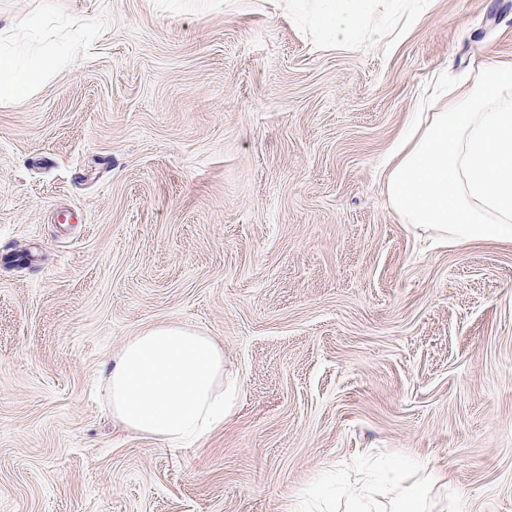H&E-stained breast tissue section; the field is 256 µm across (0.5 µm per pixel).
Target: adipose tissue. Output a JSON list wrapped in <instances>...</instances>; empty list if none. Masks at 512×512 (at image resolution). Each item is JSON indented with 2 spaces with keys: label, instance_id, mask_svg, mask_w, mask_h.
Segmentation results:
<instances>
[{
  "label": "adipose tissue",
  "instance_id": "ef3b65f1",
  "mask_svg": "<svg viewBox=\"0 0 512 512\" xmlns=\"http://www.w3.org/2000/svg\"><path fill=\"white\" fill-rule=\"evenodd\" d=\"M398 18L379 20L380 0H288V13L319 28V46L340 50L387 39L395 43L420 12L415 0H391ZM64 42L12 39L0 47V100L19 102L78 54L97 25L76 18ZM443 104L417 113L383 171L388 205L400 223L436 232L449 245L512 242V67L487 59L471 78L448 87ZM105 401L130 433L171 448L203 443L222 427L224 351L210 336L173 323L132 337L107 370ZM404 496L384 507L378 477L365 472L342 490L347 512H429L447 507V489L421 459L390 466Z\"/></svg>",
  "mask_w": 512,
  "mask_h": 512
}]
</instances>
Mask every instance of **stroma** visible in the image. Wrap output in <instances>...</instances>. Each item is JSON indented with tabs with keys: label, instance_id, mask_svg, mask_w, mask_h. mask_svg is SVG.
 Segmentation results:
<instances>
[{
	"label": "stroma",
	"instance_id": "stroma-1",
	"mask_svg": "<svg viewBox=\"0 0 512 512\" xmlns=\"http://www.w3.org/2000/svg\"><path fill=\"white\" fill-rule=\"evenodd\" d=\"M98 29L0 103V512H291L370 456L512 512V244L399 223L380 162L434 74L512 63V0H431L321 51L283 0H0ZM159 323L224 350L199 445L126 432L105 363Z\"/></svg>",
	"mask_w": 512,
	"mask_h": 512
}]
</instances>
